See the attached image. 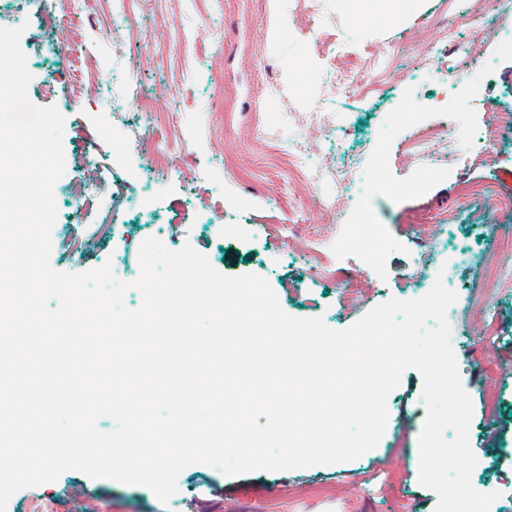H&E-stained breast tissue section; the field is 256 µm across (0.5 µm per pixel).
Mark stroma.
Returning a JSON list of instances; mask_svg holds the SVG:
<instances>
[{"mask_svg": "<svg viewBox=\"0 0 512 512\" xmlns=\"http://www.w3.org/2000/svg\"><path fill=\"white\" fill-rule=\"evenodd\" d=\"M503 2L489 17L482 0H321L315 16L310 0H224L217 16L208 0H140L128 29L117 31L108 4L96 0L83 27L93 65L64 73L57 54L74 0H0V27L25 28L30 101L64 117L52 267L81 273L108 263L132 281L143 240L159 237L172 251L188 243L222 274L266 278L285 313L334 330L443 279L457 294L451 345L474 406L472 484L496 493L490 512H512V375L502 374L497 351L512 348V254L498 247L512 236V213L474 194L486 183L512 195V133L494 131L496 113L512 111V0ZM463 14L471 21L460 25L459 57L441 32ZM176 27L195 44L170 42ZM430 57L432 71L423 67ZM333 65L362 68L366 83L328 95ZM462 66L466 91L448 78ZM131 87L156 112L114 107ZM225 94L237 103L232 124L215 118ZM169 112L178 126L166 125ZM258 114L273 139L240 134ZM451 120L469 134L457 153H411L408 130L442 135ZM297 138L306 146L301 165L337 170L352 184L332 208L303 182L283 186L270 166ZM158 140L169 141L174 170L149 171ZM228 157L266 165L263 179H232ZM75 184L95 192L112 220L71 209ZM496 266L504 276L486 283ZM387 407L377 447L349 462L235 477L194 464L166 503L147 487L69 470L8 506L49 512L74 499L83 512H436L437 494L419 482L426 407L418 371L404 372Z\"/></svg>", "mask_w": 512, "mask_h": 512, "instance_id": "1", "label": "stroma"}]
</instances>
